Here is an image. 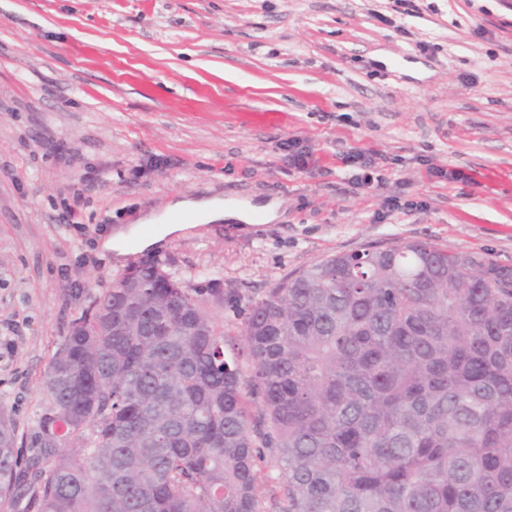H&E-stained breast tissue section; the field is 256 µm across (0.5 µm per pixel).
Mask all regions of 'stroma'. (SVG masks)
Masks as SVG:
<instances>
[{"label":"stroma","mask_w":512,"mask_h":512,"mask_svg":"<svg viewBox=\"0 0 512 512\" xmlns=\"http://www.w3.org/2000/svg\"><path fill=\"white\" fill-rule=\"evenodd\" d=\"M430 3L0 0V410L25 456L70 321L132 266L237 291L212 313L246 380V309L323 258L426 241L512 267V0ZM292 137L318 168L289 165ZM353 148L380 188L351 184ZM203 196L278 217L101 251Z\"/></svg>","instance_id":"1"}]
</instances>
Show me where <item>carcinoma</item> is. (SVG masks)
Wrapping results in <instances>:
<instances>
[{"label":"carcinoma","mask_w":512,"mask_h":512,"mask_svg":"<svg viewBox=\"0 0 512 512\" xmlns=\"http://www.w3.org/2000/svg\"><path fill=\"white\" fill-rule=\"evenodd\" d=\"M123 280L50 361L35 457L0 411L12 512H265L264 448L281 512H512V268L422 241L322 259L248 310L246 386L207 312L237 292ZM266 461L263 464V484L261 494L264 496L265 506L268 512H276L278 486L282 481V473L272 451L265 449ZM276 494V496H274Z\"/></svg>","instance_id":"cac0c4a2"}]
</instances>
